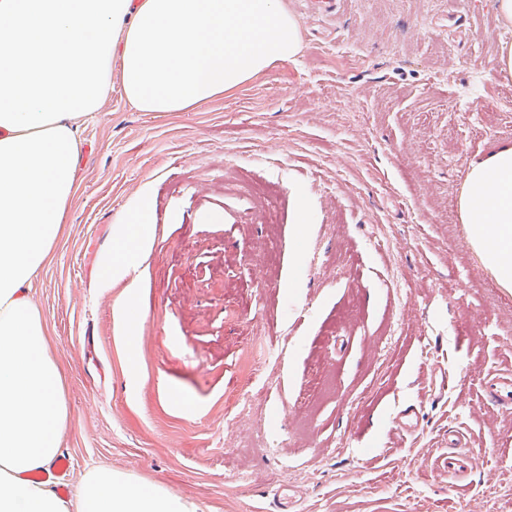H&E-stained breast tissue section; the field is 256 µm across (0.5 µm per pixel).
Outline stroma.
Returning a JSON list of instances; mask_svg holds the SVG:
<instances>
[{
	"label": "stroma",
	"instance_id": "obj_1",
	"mask_svg": "<svg viewBox=\"0 0 512 512\" xmlns=\"http://www.w3.org/2000/svg\"><path fill=\"white\" fill-rule=\"evenodd\" d=\"M282 3L297 59L165 113L132 108L116 68L79 128L52 260L27 286L61 372L71 486L109 468L197 512H276L288 487L299 512H512V443L493 441L512 409L481 398L512 365V291L459 211L470 164L512 143L495 0H346L331 19ZM143 189L131 300L101 288L100 261ZM410 406L420 426L402 437ZM452 427L483 453L461 479L440 463Z\"/></svg>",
	"mask_w": 512,
	"mask_h": 512
}]
</instances>
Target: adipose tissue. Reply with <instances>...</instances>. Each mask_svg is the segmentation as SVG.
Listing matches in <instances>:
<instances>
[{
  "instance_id": "obj_1",
  "label": "adipose tissue",
  "mask_w": 512,
  "mask_h": 512,
  "mask_svg": "<svg viewBox=\"0 0 512 512\" xmlns=\"http://www.w3.org/2000/svg\"><path fill=\"white\" fill-rule=\"evenodd\" d=\"M302 46L282 0H0V512H197L161 487L98 470L75 500L30 475L66 421L43 323L25 294L50 262L81 157L78 122L102 111L113 68L140 112H183ZM146 196L119 220L102 283L139 286ZM475 253L512 290V143L470 165L459 198Z\"/></svg>"
}]
</instances>
